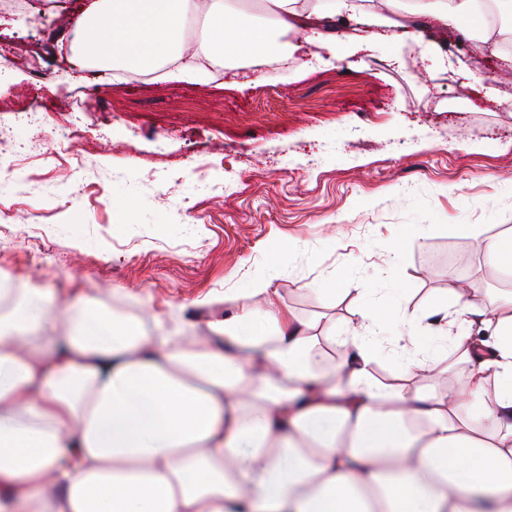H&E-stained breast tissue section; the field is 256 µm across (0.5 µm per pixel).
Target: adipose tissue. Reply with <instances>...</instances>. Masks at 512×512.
Masks as SVG:
<instances>
[{
  "label": "adipose tissue",
  "mask_w": 512,
  "mask_h": 512,
  "mask_svg": "<svg viewBox=\"0 0 512 512\" xmlns=\"http://www.w3.org/2000/svg\"><path fill=\"white\" fill-rule=\"evenodd\" d=\"M487 4L512 13V0H264L259 16L242 0H92L75 61L203 80L211 63L288 57L283 33L316 39L338 13L399 11L484 25L476 51L512 64ZM458 230L512 273V228ZM277 278L267 264L224 319L198 328L173 310L148 330L0 274V512H512V290L478 304L452 285L438 321L411 314L386 347L382 305L340 331L288 308ZM442 354L465 386L434 388ZM389 357L402 383L375 376Z\"/></svg>",
  "instance_id": "obj_1"
}]
</instances>
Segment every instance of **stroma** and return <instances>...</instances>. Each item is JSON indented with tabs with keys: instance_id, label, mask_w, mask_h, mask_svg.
<instances>
[{
	"instance_id": "1",
	"label": "stroma",
	"mask_w": 512,
	"mask_h": 512,
	"mask_svg": "<svg viewBox=\"0 0 512 512\" xmlns=\"http://www.w3.org/2000/svg\"><path fill=\"white\" fill-rule=\"evenodd\" d=\"M89 2L0 10V180L14 195L1 272L148 326L173 305L200 324L223 317L224 302L196 299L245 291L246 271L273 258L284 302L340 329L368 301L431 310L452 275L481 300L512 290L457 230L512 227V108L495 101L512 95V70L469 37L428 18L382 33L338 15L321 41L289 32L298 50L273 77L249 64L216 82L102 75L67 58ZM20 98L41 128L12 123ZM69 113L93 140L41 163ZM332 279L349 293L302 288Z\"/></svg>"
}]
</instances>
